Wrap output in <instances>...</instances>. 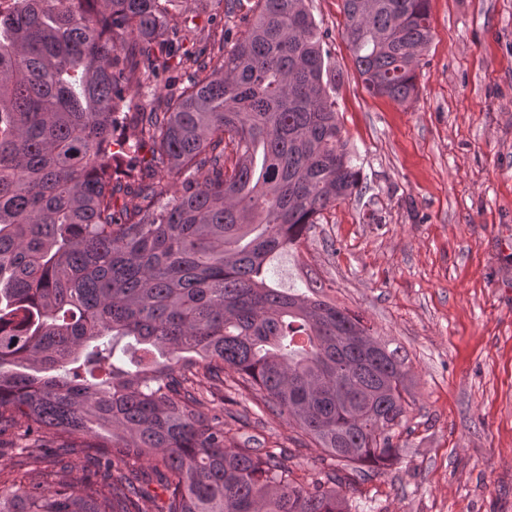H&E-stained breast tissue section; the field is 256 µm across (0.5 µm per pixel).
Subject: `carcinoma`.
<instances>
[{"instance_id":"carcinoma-1","label":"carcinoma","mask_w":512,"mask_h":512,"mask_svg":"<svg viewBox=\"0 0 512 512\" xmlns=\"http://www.w3.org/2000/svg\"><path fill=\"white\" fill-rule=\"evenodd\" d=\"M12 2L0 432L25 423L21 467H71L44 434L89 436L95 454L72 483L43 470L0 485V512H348L338 471L395 458L411 379L325 282L266 277L361 191L306 0H254L232 48L206 61L182 49L178 17L209 0ZM343 12L366 91L409 101L429 0H343ZM184 75L165 109L123 111L132 87ZM226 389L299 429L330 468L299 478L288 450L250 447L236 428L250 405L224 414Z\"/></svg>"}]
</instances>
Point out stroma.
<instances>
[{
  "label": "stroma",
  "instance_id": "35a3bbf8",
  "mask_svg": "<svg viewBox=\"0 0 512 512\" xmlns=\"http://www.w3.org/2000/svg\"><path fill=\"white\" fill-rule=\"evenodd\" d=\"M364 192L321 214L301 255L268 265L282 288L320 277L413 381L397 459L369 466L351 512H512V0H430L433 38L405 103L370 95L343 37L342 0H307ZM189 16L183 47L238 25ZM264 447L298 473L327 456L266 419Z\"/></svg>",
  "mask_w": 512,
  "mask_h": 512
}]
</instances>
